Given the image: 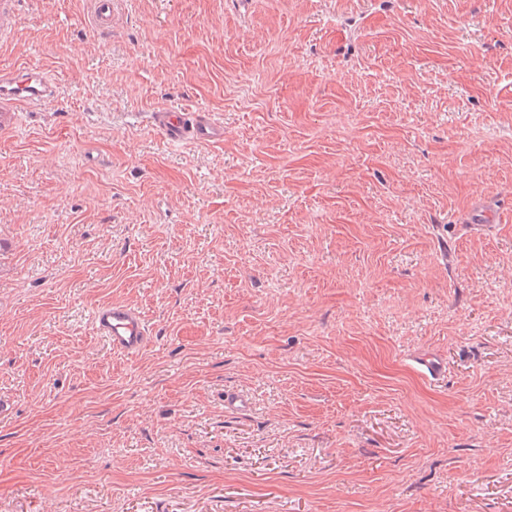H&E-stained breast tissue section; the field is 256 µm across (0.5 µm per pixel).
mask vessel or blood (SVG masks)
Masks as SVG:
<instances>
[{"instance_id":"vessel-or-blood-1","label":"vessel or blood","mask_w":512,"mask_h":512,"mask_svg":"<svg viewBox=\"0 0 512 512\" xmlns=\"http://www.w3.org/2000/svg\"><path fill=\"white\" fill-rule=\"evenodd\" d=\"M92 22L103 35L112 33L113 0H89ZM59 85L45 66L22 63L9 71H0V132L14 127L22 112H34L57 98ZM153 128L172 144H215L224 139V125L196 109L160 107L150 114ZM469 223L497 224L501 210L492 201L476 199L470 209ZM96 333L113 352L135 355L150 342L140 311L125 303L96 308L92 314Z\"/></svg>"}]
</instances>
